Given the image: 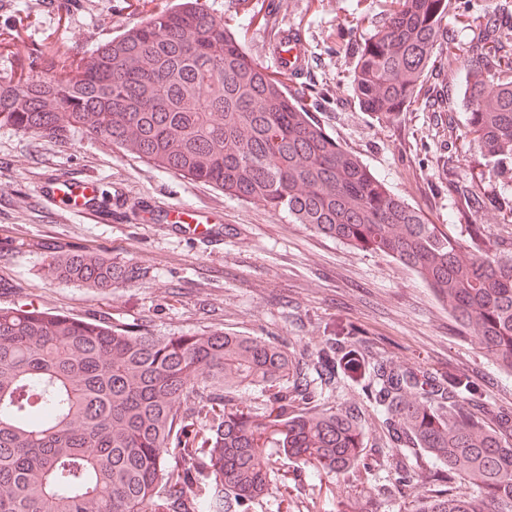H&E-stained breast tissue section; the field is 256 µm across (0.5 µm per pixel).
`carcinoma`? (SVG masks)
I'll return each instance as SVG.
<instances>
[{"mask_svg":"<svg viewBox=\"0 0 512 512\" xmlns=\"http://www.w3.org/2000/svg\"><path fill=\"white\" fill-rule=\"evenodd\" d=\"M447 0H391L357 51L352 95L393 120L418 99ZM237 26L180 0L74 60L0 76V125L82 129L163 172L259 202L416 272L512 376V242L485 224H432L344 150L246 51ZM467 133L492 173L512 172V42L479 20ZM147 270L102 252L59 255L46 278L93 293ZM349 390L355 400L339 402ZM375 430L367 431V422ZM431 462L423 479L413 459ZM350 481L408 512H512V406L487 419L470 373L366 349L351 324L314 344L222 329L155 336L106 321L0 307V512H263L278 460ZM388 473L379 484L377 472ZM461 476L469 488L437 495Z\"/></svg>","mask_w":512,"mask_h":512,"instance_id":"cac0c4a2","label":"carcinoma"}]
</instances>
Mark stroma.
<instances>
[{"label":"stroma","mask_w":512,"mask_h":512,"mask_svg":"<svg viewBox=\"0 0 512 512\" xmlns=\"http://www.w3.org/2000/svg\"><path fill=\"white\" fill-rule=\"evenodd\" d=\"M173 0H0V74L26 72L45 47L81 57L88 48L139 24ZM505 0H448L443 37L427 88L411 111L386 121L353 97L363 43L386 18L390 0H258L259 23L245 36L249 55L276 71L266 51L269 25L301 27L307 67L300 83L314 87L306 105L347 151L435 224L483 223L512 241V215L490 208L500 179L479 165L466 136L463 90L467 47L481 37L473 17L498 13ZM91 178L99 215L58 208L42 192L51 178ZM472 184L479 207L465 205L453 182ZM193 205L189 224L211 227L204 240L160 215ZM98 249L114 262L147 269L106 293L45 277L56 255ZM23 307L88 321L137 325L157 336L224 328L280 342L316 343L325 324L350 322L367 347L408 364L466 368L486 390V408L512 404V379L499 376L462 333L447 308L412 271L391 257L323 237L259 203L229 198L213 186L158 170L81 129L32 137L0 126V307ZM310 512H340L344 481L321 475L300 491Z\"/></svg>","instance_id":"stroma-1"}]
</instances>
